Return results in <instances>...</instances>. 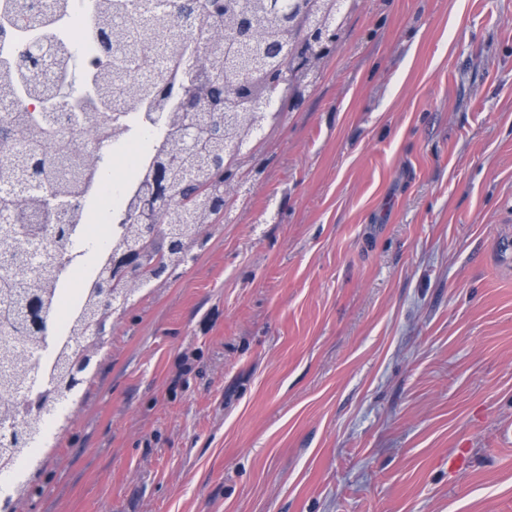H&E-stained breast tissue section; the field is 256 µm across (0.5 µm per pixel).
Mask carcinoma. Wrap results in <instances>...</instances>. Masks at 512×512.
Returning <instances> with one entry per match:
<instances>
[{"mask_svg":"<svg viewBox=\"0 0 512 512\" xmlns=\"http://www.w3.org/2000/svg\"><path fill=\"white\" fill-rule=\"evenodd\" d=\"M147 0H101L92 27L95 58L86 92L66 104L58 100V82L66 76L69 47L54 44L57 75L51 82L35 79L41 58L19 44L4 61L0 97L31 101L0 120V143L24 141V153L7 158V180L29 190L0 196V206L13 208L20 222L31 215L51 212L58 218L43 229L45 240L58 245L55 256L40 273L25 268L16 244L21 231L3 229L0 258L11 263L12 274L0 279V393L35 379L26 350L46 343L25 304L50 307L59 288L65 258L61 247L78 230L77 196L92 186L104 171L112 137L125 127L112 123V114L134 108L155 112L167 131L162 147L149 162L121 233L112 243L117 255L133 242L142 243L139 225L159 224L157 241L147 247L148 259L134 280L111 274V260L92 273V285L74 327L86 340L79 348L61 347L53 371L43 378L53 400L82 388L85 366L103 345L101 332L125 309L100 298L99 289L130 298L156 281L170 279L195 260L192 255L201 231L224 220V170L220 165L243 162L265 119L276 121L284 106L302 102L318 79L324 60L335 49L350 14L361 0H167L164 10ZM65 0H0V40L12 42L20 29L47 38L54 32ZM191 19L204 42L189 41L183 20ZM137 68L143 78L127 79ZM275 96L279 110L256 111L252 103ZM86 123L98 125L97 143L80 148L62 130ZM186 125L199 129L191 152L181 148L179 136ZM170 196L167 212L156 215L144 201L151 180Z\"/></svg>","mask_w":512,"mask_h":512,"instance_id":"cac0c4a2","label":"carcinoma"}]
</instances>
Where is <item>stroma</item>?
<instances>
[{
	"mask_svg": "<svg viewBox=\"0 0 512 512\" xmlns=\"http://www.w3.org/2000/svg\"><path fill=\"white\" fill-rule=\"evenodd\" d=\"M17 512H512V0H362Z\"/></svg>",
	"mask_w": 512,
	"mask_h": 512,
	"instance_id": "35a3bbf8",
	"label": "stroma"
}]
</instances>
